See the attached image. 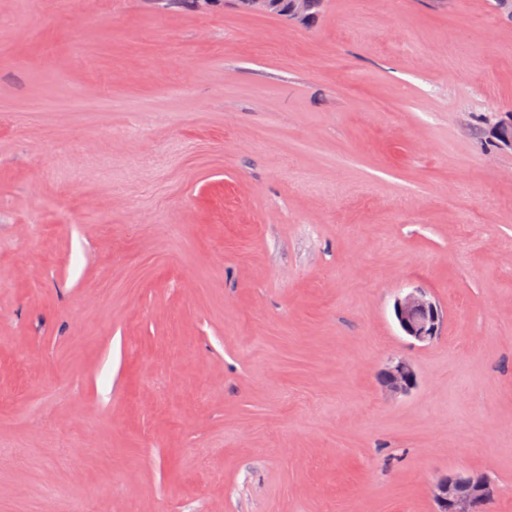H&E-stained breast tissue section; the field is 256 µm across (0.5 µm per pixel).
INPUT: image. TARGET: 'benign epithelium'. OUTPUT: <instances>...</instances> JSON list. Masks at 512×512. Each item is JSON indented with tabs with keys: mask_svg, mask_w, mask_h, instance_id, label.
I'll list each match as a JSON object with an SVG mask.
<instances>
[{
	"mask_svg": "<svg viewBox=\"0 0 512 512\" xmlns=\"http://www.w3.org/2000/svg\"><path fill=\"white\" fill-rule=\"evenodd\" d=\"M323 0H291L288 20L299 22L318 10ZM274 0H239L238 8L250 14H270ZM394 316L402 333L418 342H431L440 336L444 317L441 309L423 288L398 294ZM418 375L412 363L393 360L385 370L384 387L394 397L406 395L417 385ZM435 512H483L493 491L487 480L477 474L450 472L431 488Z\"/></svg>",
	"mask_w": 512,
	"mask_h": 512,
	"instance_id": "1",
	"label": "benign epithelium"
}]
</instances>
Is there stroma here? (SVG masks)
I'll use <instances>...</instances> for the list:
<instances>
[{"instance_id": "stroma-1", "label": "stroma", "mask_w": 512, "mask_h": 512, "mask_svg": "<svg viewBox=\"0 0 512 512\" xmlns=\"http://www.w3.org/2000/svg\"><path fill=\"white\" fill-rule=\"evenodd\" d=\"M494 3L0 0V512H512ZM276 2L278 6L275 8V14L273 15L286 17L285 11L288 5V20L300 22L318 10L323 0H291V3L290 0H278ZM394 316L402 333L418 342L435 340L444 323L441 309L422 288L398 294L394 301ZM384 374V387L394 397L407 395L417 385L416 369L405 359L391 361ZM431 495L435 512H481L493 491L482 475L451 472L435 481Z\"/></svg>"}]
</instances>
